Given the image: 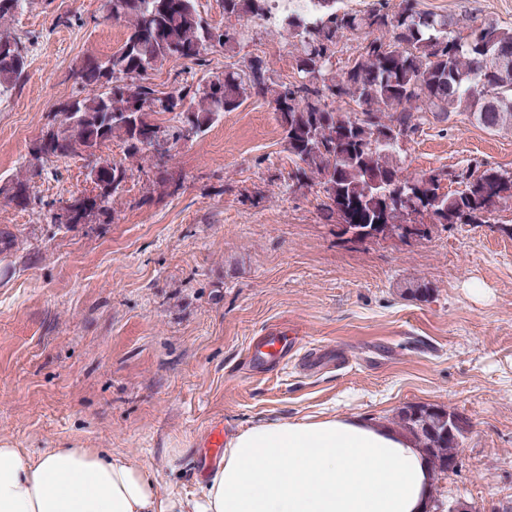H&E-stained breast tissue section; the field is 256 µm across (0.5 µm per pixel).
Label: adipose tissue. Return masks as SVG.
Returning <instances> with one entry per match:
<instances>
[{
	"instance_id": "1",
	"label": "adipose tissue",
	"mask_w": 512,
	"mask_h": 512,
	"mask_svg": "<svg viewBox=\"0 0 512 512\" xmlns=\"http://www.w3.org/2000/svg\"><path fill=\"white\" fill-rule=\"evenodd\" d=\"M422 450L357 417L239 430L200 493H162L146 469L96 448L0 446V512H425Z\"/></svg>"
}]
</instances>
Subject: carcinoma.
I'll list each match as a JSON object with an SVG mask.
<instances>
[{"label": "carcinoma", "instance_id": "cac0c4a2", "mask_svg": "<svg viewBox=\"0 0 512 512\" xmlns=\"http://www.w3.org/2000/svg\"><path fill=\"white\" fill-rule=\"evenodd\" d=\"M374 0L366 11H340L336 0H315V11L290 9L280 22L293 39L299 79L279 83L258 58L220 72L207 70L196 87L165 95L149 82L150 72L171 59L201 63L206 51H232L237 36L211 25L197 0H104L107 16L124 23L126 38L104 61L89 60L80 78L87 94L64 103L67 115L50 133L41 163L63 158L92 160L101 182L112 186L102 217L112 213L133 171L143 163L172 157L184 138V126L204 135L224 113L246 100H266L282 128L285 151L294 167L292 185L317 181L320 211L333 224L363 231L406 221L405 207L393 194L407 196L448 224H489L499 206L512 201V170L479 163L433 170L431 187L416 190L417 177L404 174L399 139L419 130L424 114L448 119L464 115L491 132L512 131V66L496 64V55L512 56V29L490 21L450 18L402 0L398 10ZM224 14L269 21L276 0H223ZM468 33H459V24ZM377 33L347 68L334 71L332 59L347 32ZM27 67V47L0 36V98L13 93ZM356 103L355 112L333 106ZM173 114L164 125L156 115ZM117 140L125 160L102 156ZM35 168L16 179L10 199L26 207ZM447 408L410 404L396 424L427 456L434 480L448 473V458L459 459L465 435L448 438Z\"/></svg>", "mask_w": 512, "mask_h": 512}]
</instances>
